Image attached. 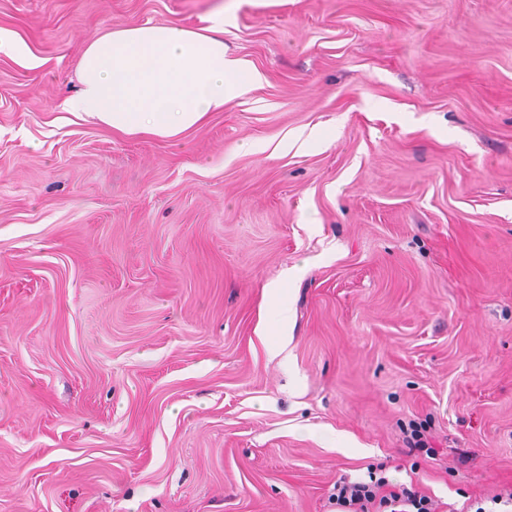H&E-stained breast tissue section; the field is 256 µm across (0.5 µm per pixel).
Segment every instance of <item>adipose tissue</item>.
Here are the masks:
<instances>
[{
  "label": "adipose tissue",
  "mask_w": 512,
  "mask_h": 512,
  "mask_svg": "<svg viewBox=\"0 0 512 512\" xmlns=\"http://www.w3.org/2000/svg\"><path fill=\"white\" fill-rule=\"evenodd\" d=\"M223 34L219 16L202 32L147 23L97 36L65 108L123 135L176 138L261 79L227 53Z\"/></svg>",
  "instance_id": "1"
}]
</instances>
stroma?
<instances>
[{
    "mask_svg": "<svg viewBox=\"0 0 512 512\" xmlns=\"http://www.w3.org/2000/svg\"><path fill=\"white\" fill-rule=\"evenodd\" d=\"M219 12L263 79L202 126L61 110L91 38ZM0 40V512L512 487V0H0Z\"/></svg>",
    "mask_w": 512,
    "mask_h": 512,
    "instance_id": "stroma-1",
    "label": "stroma"
}]
</instances>
